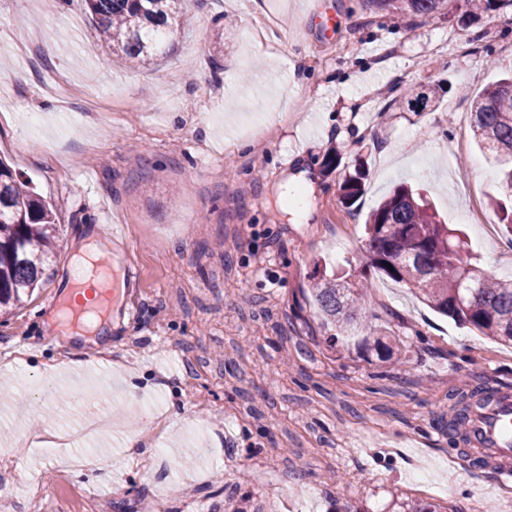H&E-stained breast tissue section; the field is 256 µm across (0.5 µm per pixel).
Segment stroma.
I'll use <instances>...</instances> for the list:
<instances>
[{
	"mask_svg": "<svg viewBox=\"0 0 512 512\" xmlns=\"http://www.w3.org/2000/svg\"><path fill=\"white\" fill-rule=\"evenodd\" d=\"M471 10L184 0L165 53L132 67L81 0H0V158L57 211L48 281L0 317V512H32L37 485L43 512H468L477 493L505 512L512 483L450 462L446 414L475 387H512V345L371 273L362 304L399 357L384 362L328 348L309 302L323 270L358 273L366 218L401 183L489 275H512V240L469 221L503 193L471 101L512 69V18ZM399 86L436 97L414 112ZM358 164L349 208L339 186ZM307 182V212L287 208ZM105 208L137 283L106 340L76 345L46 299L80 241L108 242ZM100 410L107 474L35 446Z\"/></svg>",
	"mask_w": 512,
	"mask_h": 512,
	"instance_id": "stroma-1",
	"label": "stroma"
}]
</instances>
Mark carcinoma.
Instances as JSON below:
<instances>
[{
    "instance_id": "cac0c4a2",
    "label": "carcinoma",
    "mask_w": 512,
    "mask_h": 512,
    "mask_svg": "<svg viewBox=\"0 0 512 512\" xmlns=\"http://www.w3.org/2000/svg\"><path fill=\"white\" fill-rule=\"evenodd\" d=\"M100 38L130 66L150 63L167 43L172 20L183 0H84ZM393 17H432L448 0H367ZM483 12L512 11V0H473ZM512 73L486 87L472 100L471 131L494 162L512 165V105L501 103ZM364 175L355 171L340 185L341 202L351 207L363 193ZM55 217L51 205L19 180L0 161V315L21 306L45 283L54 254ZM364 267L406 286L436 312L469 325L484 336L512 344V276L483 275L473 288L460 287L463 274L479 267L467 250L464 233L448 230L428 197L401 185L372 210L366 220ZM365 282L320 278L313 296L334 349L341 335L357 334L388 361L393 347L378 336L372 318L361 307Z\"/></svg>"
}]
</instances>
